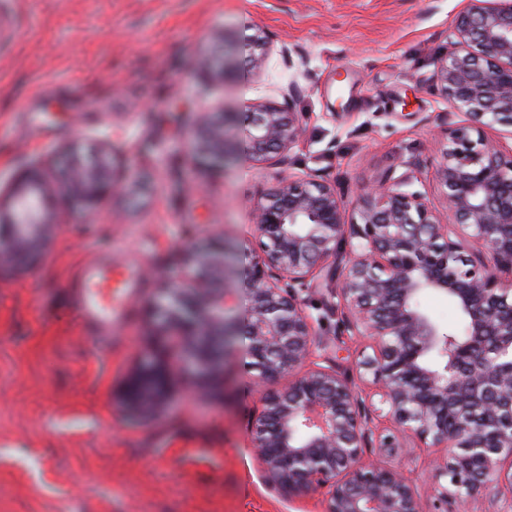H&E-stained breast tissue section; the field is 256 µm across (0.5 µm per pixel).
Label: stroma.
<instances>
[{"mask_svg":"<svg viewBox=\"0 0 512 512\" xmlns=\"http://www.w3.org/2000/svg\"><path fill=\"white\" fill-rule=\"evenodd\" d=\"M464 0H0L21 29L0 43V190L49 162L59 191L72 155H112L140 188L53 227L43 260L0 269V512H323L324 491L268 486L250 422L263 386L246 352L223 380L176 390L162 415L117 405L155 353L143 305L176 278L185 230L259 249L253 212L277 180L308 173L353 197L386 173L408 177L444 213L435 165L463 117L430 85ZM264 39V65L197 90L199 67L238 65V35ZM295 49L291 61L278 54ZM296 83L299 143L277 165L246 157L223 175L184 158L196 123ZM87 262L134 267L113 289L124 316L90 335L73 282ZM445 449L403 438L367 461L401 469L430 512Z\"/></svg>","mask_w":512,"mask_h":512,"instance_id":"1","label":"stroma"}]
</instances>
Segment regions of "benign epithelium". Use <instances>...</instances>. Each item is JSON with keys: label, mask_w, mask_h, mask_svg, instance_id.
<instances>
[{"label": "benign epithelium", "mask_w": 512, "mask_h": 512, "mask_svg": "<svg viewBox=\"0 0 512 512\" xmlns=\"http://www.w3.org/2000/svg\"><path fill=\"white\" fill-rule=\"evenodd\" d=\"M430 80L470 120L448 131L435 171L447 221L426 192L405 191L407 180L389 174L356 194L349 217L336 182L290 175L254 211L263 255L238 254L222 237L188 246L191 276L148 304L189 366L224 367L228 343L245 336L261 378L285 381L264 393L253 447L278 491L325 490L324 512L422 510L400 470L364 460L374 445L400 447L371 426V395L337 361L314 360L325 343L307 295L321 287L340 314L339 335L368 342L356 371L371 378L387 416L407 436L448 449L433 512L475 497L512 512V471L501 467L512 461V152L473 136L477 126L512 134V0H467ZM280 95V103L251 105L241 135L239 112L196 125L190 161L222 170L243 153L258 166L275 164L301 134L295 84ZM15 183L0 265L35 263L45 224L69 223L74 207L97 205L121 186L100 157L72 162L64 206L38 176L25 172ZM230 274L243 280L244 296L222 286ZM425 293L446 297L465 332H447L423 311ZM178 384L164 358H151L128 376L119 406L149 418Z\"/></svg>", "instance_id": "benign-epithelium-1"}]
</instances>
